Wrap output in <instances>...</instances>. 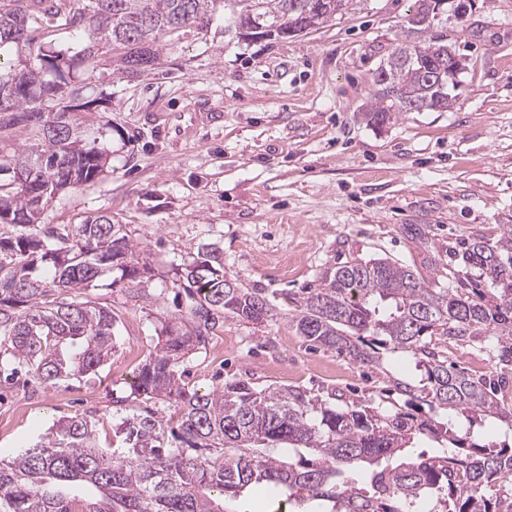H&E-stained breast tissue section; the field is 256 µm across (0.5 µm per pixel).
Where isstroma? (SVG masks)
Instances as JSON below:
<instances>
[{"mask_svg":"<svg viewBox=\"0 0 512 512\" xmlns=\"http://www.w3.org/2000/svg\"><path fill=\"white\" fill-rule=\"evenodd\" d=\"M448 0L438 26L467 60L451 108L405 112L373 127L363 118L372 75L407 36L415 0H356L351 10L285 39L238 40L222 25L159 38L154 69L128 80L118 50L73 81L108 153L93 181L56 195L46 224L111 216L135 245L146 298L112 272L85 294L117 315L116 347L95 373L51 387L0 385V457L36 443L54 421L95 413L100 437L136 407L131 389L165 320L188 305L175 280L198 251L217 246L224 273L273 295L283 310L326 268L356 257L414 265L447 283L474 238L512 225V0ZM204 392L226 376L259 385L342 392L386 386L385 372L312 351L288 319L225 320L185 362ZM123 408H115V401Z\"/></svg>","mask_w":512,"mask_h":512,"instance_id":"obj_1","label":"stroma"}]
</instances>
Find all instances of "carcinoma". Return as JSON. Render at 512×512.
Listing matches in <instances>:
<instances>
[{"instance_id": "obj_1", "label": "carcinoma", "mask_w": 512, "mask_h": 512, "mask_svg": "<svg viewBox=\"0 0 512 512\" xmlns=\"http://www.w3.org/2000/svg\"><path fill=\"white\" fill-rule=\"evenodd\" d=\"M0 0V129L20 127L35 149L0 156L2 215L22 233L0 237V377L25 370L41 385L96 371L115 348L112 311L80 290L117 269L133 282L144 268L112 216L42 224L63 189L95 179L105 164L96 142L49 105L74 69L95 65L105 46L125 50L119 72L151 69L159 35L227 27L245 15L273 24L303 15L309 0ZM353 0H325L309 18L326 23ZM413 35L372 76L364 117L383 126L403 112L450 106L449 81L465 70L432 33L444 0H417ZM69 31L72 45L44 47L35 33ZM54 79H44L45 73ZM465 271L433 287L389 258H352L293 300L290 321L316 348L363 367L402 368L375 395L301 386L259 388L235 375L202 393L181 365L228 318L265 325L284 316L262 288L224 275L220 248L182 264L186 314L162 328L131 395L139 411L121 418L116 442L98 440L94 417L56 420L40 443L0 458L5 512H242L250 493L292 512H512V427L498 381L448 363V343L479 340L512 365V228L462 251Z\"/></svg>"}]
</instances>
